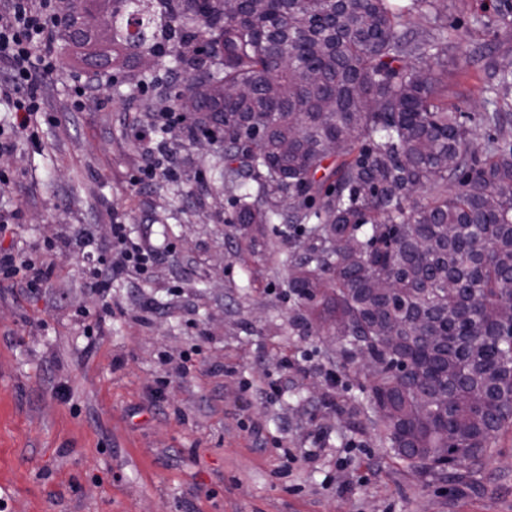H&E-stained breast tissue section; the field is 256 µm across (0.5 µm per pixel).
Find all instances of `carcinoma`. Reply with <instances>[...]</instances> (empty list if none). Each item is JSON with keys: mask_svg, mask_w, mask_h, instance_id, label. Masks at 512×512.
<instances>
[{"mask_svg": "<svg viewBox=\"0 0 512 512\" xmlns=\"http://www.w3.org/2000/svg\"><path fill=\"white\" fill-rule=\"evenodd\" d=\"M112 31V87L167 83L186 137L224 140L235 224H304L288 288L377 359L358 404L411 465L480 471L512 428V141L472 149L439 76L453 48L439 0H72ZM481 25L512 23L482 4ZM425 19L438 34L420 32ZM506 100L512 69L490 64ZM330 164H325V161ZM317 223H312V220Z\"/></svg>", "mask_w": 512, "mask_h": 512, "instance_id": "carcinoma-1", "label": "carcinoma"}]
</instances>
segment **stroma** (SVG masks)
I'll use <instances>...</instances> for the list:
<instances>
[{
	"label": "stroma",
	"instance_id": "1",
	"mask_svg": "<svg viewBox=\"0 0 512 512\" xmlns=\"http://www.w3.org/2000/svg\"><path fill=\"white\" fill-rule=\"evenodd\" d=\"M478 12L448 0L474 58L449 53L448 102L475 113L484 61L512 57V25ZM56 56L37 139L4 132L0 247L49 276L34 293L0 278V512H512V431L478 475L411 468L351 416L369 377L341 363L333 328L294 322L277 225L229 224L223 142L172 129L177 177L139 181L163 159L136 136L144 97L76 102L90 74ZM115 220L161 257L103 295ZM107 302L119 311L100 329Z\"/></svg>",
	"mask_w": 512,
	"mask_h": 512
}]
</instances>
